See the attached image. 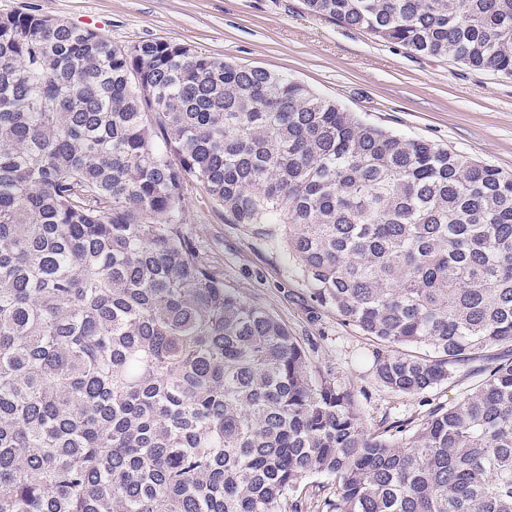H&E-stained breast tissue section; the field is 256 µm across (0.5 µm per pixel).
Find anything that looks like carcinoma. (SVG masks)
<instances>
[{
  "mask_svg": "<svg viewBox=\"0 0 512 512\" xmlns=\"http://www.w3.org/2000/svg\"><path fill=\"white\" fill-rule=\"evenodd\" d=\"M512 77V0H302ZM283 227L402 395L512 345V172L188 45L0 15V512H512V355L378 429L200 257ZM330 482L327 493L313 479Z\"/></svg>",
  "mask_w": 512,
  "mask_h": 512,
  "instance_id": "1",
  "label": "carcinoma"
}]
</instances>
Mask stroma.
<instances>
[{
	"mask_svg": "<svg viewBox=\"0 0 512 512\" xmlns=\"http://www.w3.org/2000/svg\"><path fill=\"white\" fill-rule=\"evenodd\" d=\"M30 12L94 29L119 45L167 41L300 80L367 123L447 146L512 171V79L411 53L301 9V0H0V15ZM187 214L200 255L247 301L283 322L313 366L354 386L369 425L417 420L477 378L455 368L425 395H399L372 374L379 344L314 304L279 238L225 222L196 189Z\"/></svg>",
	"mask_w": 512,
	"mask_h": 512,
	"instance_id": "stroma-1",
	"label": "stroma"
}]
</instances>
